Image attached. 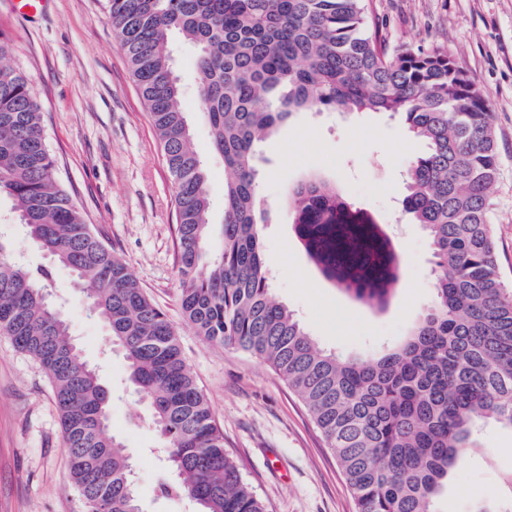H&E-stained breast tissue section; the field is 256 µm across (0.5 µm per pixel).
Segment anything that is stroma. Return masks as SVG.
Segmentation results:
<instances>
[{"mask_svg": "<svg viewBox=\"0 0 512 512\" xmlns=\"http://www.w3.org/2000/svg\"><path fill=\"white\" fill-rule=\"evenodd\" d=\"M389 44L438 46L475 80L488 101L500 170L491 219L500 271L512 288V0H368ZM105 0H54L25 19L0 2V33L14 47L43 113L54 175L100 239L127 266L174 324L184 356L224 433V447L265 512H355L332 451L309 411L260 359L207 341L186 323L179 302L174 186L156 133L116 35ZM186 116L209 173L210 220L224 222V159L210 146L197 104L194 49L174 41ZM403 150H395L398 140ZM402 123L381 114L345 117L299 112L258 148V182L272 222L263 257L274 295L316 344L366 357L397 344L433 297L426 231L401 223L408 158L423 150ZM317 174L384 224L401 259L388 306L356 301L323 277L281 212L288 185ZM0 238L30 268L52 272L51 292L66 313L80 355L111 392L112 430L135 463L141 512H197L190 499L165 498L169 472L158 463L150 409L129 386L127 364L107 325L86 312V291L71 271L30 243L0 196ZM512 502V430L482 423L435 503L437 512H503ZM67 466L59 414L47 377L0 335V512H81Z\"/></svg>", "mask_w": 512, "mask_h": 512, "instance_id": "obj_1", "label": "stroma"}]
</instances>
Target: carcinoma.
I'll use <instances>...</instances> for the list:
<instances>
[{
    "instance_id": "obj_1",
    "label": "carcinoma",
    "mask_w": 512,
    "mask_h": 512,
    "mask_svg": "<svg viewBox=\"0 0 512 512\" xmlns=\"http://www.w3.org/2000/svg\"><path fill=\"white\" fill-rule=\"evenodd\" d=\"M175 189L180 303L207 340L266 362L308 408L343 471L356 512H436L478 421L512 429V290L498 268L491 190L499 173L492 113L447 52L389 46L366 0H106ZM192 45L198 105L224 156L221 249L211 253L208 172L182 105L173 38ZM0 33V194L27 237L79 284L152 408L163 497L199 512H264L182 353L176 329L87 224L54 178L27 78ZM399 117L426 150L409 158L402 212L431 239L432 302L403 344L369 359L320 349L272 296L262 249L256 144L295 112ZM295 232L322 274L384 307L399 258L384 225L310 176L288 187ZM32 270L0 240V333L34 358L55 397L69 474L84 512H141L134 463L109 433L111 399Z\"/></svg>"
}]
</instances>
